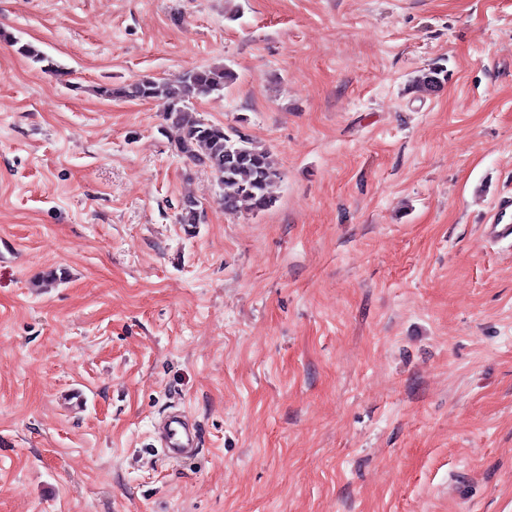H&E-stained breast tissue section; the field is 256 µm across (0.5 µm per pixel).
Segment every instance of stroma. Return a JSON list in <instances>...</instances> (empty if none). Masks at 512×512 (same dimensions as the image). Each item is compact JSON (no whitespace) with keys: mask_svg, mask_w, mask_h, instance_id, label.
I'll return each instance as SVG.
<instances>
[{"mask_svg":"<svg viewBox=\"0 0 512 512\" xmlns=\"http://www.w3.org/2000/svg\"><path fill=\"white\" fill-rule=\"evenodd\" d=\"M0 27L71 73L0 41V512H512V246L481 232L512 0H0ZM214 63L236 81L188 110L274 154L260 213L158 102L94 92ZM174 404L182 461L149 446ZM445 73L446 70L440 66L422 70L413 78L412 85L420 93L434 92L445 80ZM202 223V210L199 203L191 196L182 199L179 212V224L183 231L194 234L198 224ZM155 436L161 455L178 461L197 454L201 446V430L184 412L169 411L163 415Z\"/></svg>","mask_w":512,"mask_h":512,"instance_id":"35a3bbf8","label":"stroma"}]
</instances>
